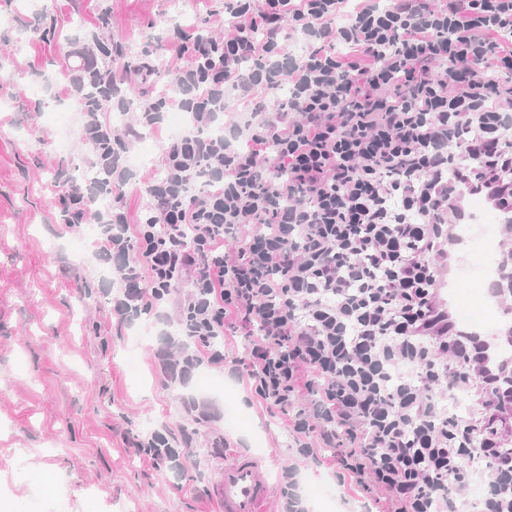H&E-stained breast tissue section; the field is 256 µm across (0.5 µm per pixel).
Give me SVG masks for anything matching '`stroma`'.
<instances>
[{"label":"stroma","mask_w":512,"mask_h":512,"mask_svg":"<svg viewBox=\"0 0 512 512\" xmlns=\"http://www.w3.org/2000/svg\"><path fill=\"white\" fill-rule=\"evenodd\" d=\"M104 8L111 26L101 30ZM222 8L221 0H0V512H219L204 441L179 482L135 447L148 430L186 423L190 394L218 412L225 459L245 453L268 462L270 512L284 508V470L294 462L307 512H360V501L341 502L333 469L300 458L286 415L269 411L245 382L208 368L184 388L167 379L162 324L151 314L128 322L112 313L96 246L72 255L78 233L59 223L50 193L58 172L79 177L91 160L81 104L63 92L77 51L96 34L131 48L115 66L128 104L112 124L121 133L168 73L167 27L206 25L223 35ZM144 46L160 62L158 75L139 66ZM169 137L162 126L129 143L130 154L146 141L155 152L121 189L131 223L150 206L141 182L161 177L158 154Z\"/></svg>","instance_id":"1"}]
</instances>
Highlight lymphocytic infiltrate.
<instances>
[{"label":"lymphocytic infiltrate","mask_w":512,"mask_h":512,"mask_svg":"<svg viewBox=\"0 0 512 512\" xmlns=\"http://www.w3.org/2000/svg\"><path fill=\"white\" fill-rule=\"evenodd\" d=\"M223 22L221 38L167 31L176 82L141 118L197 111L164 149L141 222L118 199L105 218L114 311L173 305L171 380L231 367L291 414L300 455L335 449L381 512H458L452 479L482 491L484 512H512V384L499 381L512 359L461 356L467 331L438 287L466 197L512 207V48L496 42L512 36V0H224ZM235 102L243 124L209 135ZM92 189L56 179L63 223L93 221ZM229 327L248 339L242 359L224 353ZM454 391L468 414L449 411ZM192 443L183 427L137 448L177 469Z\"/></svg>","instance_id":"lymphocytic-infiltrate-1"}]
</instances>
